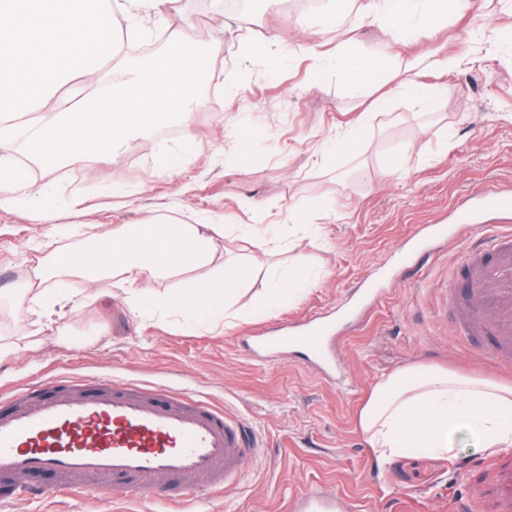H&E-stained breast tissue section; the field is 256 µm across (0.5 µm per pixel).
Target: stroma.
I'll list each match as a JSON object with an SVG mask.
<instances>
[{
    "label": "stroma",
    "instance_id": "obj_1",
    "mask_svg": "<svg viewBox=\"0 0 512 512\" xmlns=\"http://www.w3.org/2000/svg\"><path fill=\"white\" fill-rule=\"evenodd\" d=\"M346 23L329 27L321 11H289L261 4L256 11L230 9L214 0H158L143 22L164 36L166 22L185 18L187 40L213 49L201 65L204 91H224V109L193 115L194 143L179 173L160 163L179 141L153 132L130 141L106 161L77 167L23 163L26 180L49 193L72 196L94 171L133 188L128 198L84 196L43 224L26 208L0 211V289L30 278L36 256L79 250L109 230L152 219L164 207L222 213L228 224H256V240L235 234L218 254L248 271L235 307L240 317L209 326L148 315L130 304L115 279L86 287L82 278L58 283L82 294L81 309L46 337L39 349L21 348L0 361V388L51 375L109 374L144 385L182 387L244 417L263 450L240 487L185 512H291L296 494L326 487L346 498L354 512H450L467 499L464 471L487 459L473 446L456 456H400L379 463L359 424V414L379 381L397 369L433 365L512 386V369L477 354L459 340L438 313L441 288L458 242L448 241L414 274L401 276L390 294L341 340L348 381L328 384L302 358L248 355L244 337L287 322L327 316L351 299L371 273H389L405 242L421 224L447 217L469 194L491 182H512V48L492 49L493 30L505 17L506 0H475L446 27L415 25L400 41L388 39L365 14L371 0H350ZM255 54L246 78H237L241 49ZM368 57L384 55L390 67L380 86L390 98L383 112L366 118L356 153L334 166H316L322 139L335 135L359 113L366 93L347 81L342 66L324 67L319 83L310 71L337 49ZM460 56L453 72L424 76L441 90L439 107L425 112L399 86L417 57ZM255 133L250 156L235 160L241 129ZM326 200V213L307 226L289 224L306 198ZM74 232L58 235L57 225ZM306 270L300 295L256 321L247 313L266 294L272 273ZM37 315L19 301L0 303V337L21 343L38 332ZM0 512H167L163 501L130 500L112 493L49 498L19 496Z\"/></svg>",
    "mask_w": 512,
    "mask_h": 512
}]
</instances>
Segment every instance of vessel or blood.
Masks as SVG:
<instances>
[{"label": "vessel or blood", "instance_id": "obj_1", "mask_svg": "<svg viewBox=\"0 0 512 512\" xmlns=\"http://www.w3.org/2000/svg\"><path fill=\"white\" fill-rule=\"evenodd\" d=\"M463 238L448 274L443 307L455 335L495 360L512 363V187L482 186L452 212L451 224H426L399 257L414 267L439 242ZM373 281L334 318L309 317L253 337L255 349L281 358L302 354L332 384H345L338 341L383 296ZM261 455L247 422L170 386L119 382L109 376H53L0 394V480L49 474L76 481L80 494H152L171 512L200 490L237 487ZM477 496L459 512H512V461L486 460L465 473ZM180 495H171L174 481ZM348 501L306 491L293 512H349Z\"/></svg>", "mask_w": 512, "mask_h": 512}]
</instances>
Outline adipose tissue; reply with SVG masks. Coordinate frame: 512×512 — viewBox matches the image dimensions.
Instances as JSON below:
<instances>
[{
    "instance_id": "1",
    "label": "adipose tissue",
    "mask_w": 512,
    "mask_h": 512,
    "mask_svg": "<svg viewBox=\"0 0 512 512\" xmlns=\"http://www.w3.org/2000/svg\"><path fill=\"white\" fill-rule=\"evenodd\" d=\"M153 0H115L96 22L63 9L59 0H0V88H9L13 109L0 114V210L28 207L42 223L53 222L47 192L23 180L18 159L75 166L121 148L171 119L191 142L199 65L211 49L187 41L184 24L168 26L167 49L154 60L125 55L130 41H147L142 15ZM449 0H381L373 24L395 37L416 22L445 24ZM358 88L373 86L387 66L385 56L337 51ZM82 80L89 93L69 100V83ZM256 235L251 224H226L222 214L198 211L184 218L159 217L128 224L101 236L98 246L58 251L42 259L35 280L21 291L33 313L53 330L65 308L78 301L58 292V279L78 276L95 283L118 279L131 302L160 316L216 324L247 271L236 263L216 264L215 252L227 233ZM184 277L183 287L150 292L157 279ZM360 425L377 460L400 455H449L460 440L490 452L512 450V388L458 375L429 365L401 369L382 381L360 413Z\"/></svg>"
}]
</instances>
